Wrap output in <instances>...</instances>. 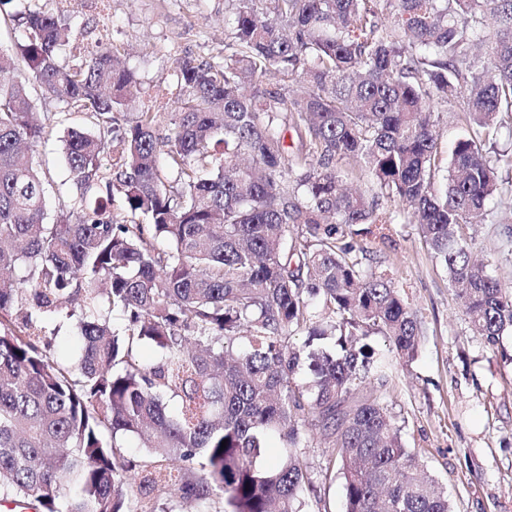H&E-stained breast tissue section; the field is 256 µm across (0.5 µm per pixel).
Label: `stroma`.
<instances>
[{
	"label": "stroma",
	"mask_w": 512,
	"mask_h": 512,
	"mask_svg": "<svg viewBox=\"0 0 512 512\" xmlns=\"http://www.w3.org/2000/svg\"><path fill=\"white\" fill-rule=\"evenodd\" d=\"M102 11L72 13L73 30L98 29L103 49H118L123 65L137 79V105H148L154 86L167 90L164 111L178 109L174 71L184 58L223 62L227 0H104ZM67 128V127H66ZM65 127L37 144L42 176L58 185L71 182L63 139ZM474 226L472 251L502 283L512 284V260L499 253L502 226ZM395 244L373 245L367 261L390 271L420 326L418 353L404 363L383 337L371 345L385 367L369 376L358 395L380 396L399 426L407 448L443 484L451 512H512V334L489 346L477 336L416 225L395 227ZM309 446L300 462L317 491L310 512H344V479L329 468L324 438L307 429Z\"/></svg>",
	"instance_id": "obj_1"
}]
</instances>
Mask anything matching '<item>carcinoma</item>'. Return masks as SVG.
<instances>
[{
  "mask_svg": "<svg viewBox=\"0 0 512 512\" xmlns=\"http://www.w3.org/2000/svg\"><path fill=\"white\" fill-rule=\"evenodd\" d=\"M228 11L224 62H178L163 138L161 113L128 118L136 78L94 32L40 10L11 16L24 41L0 46V504L157 512L152 493L175 485L179 512H305L315 486L297 449L310 413L342 464L345 512H449L380 397L354 396L379 369L369 336L408 361L419 346L414 313L390 272L363 263L362 241L391 240L380 222L415 224L477 335L495 346L512 331V288L472 260L469 233L496 223L490 204L512 208L499 178L512 152L486 149L512 121V0H228ZM19 57L68 108L48 120L82 112L98 128L68 129L76 194L52 224L26 148L45 125L6 78ZM448 104L469 132L447 158L437 106ZM112 133L121 152L104 164ZM344 163L377 192L348 190ZM116 193L122 222L108 209ZM382 197L412 212L381 220ZM54 316L76 321L74 362L52 348ZM297 336L335 347L297 349ZM147 342L160 361L134 355ZM304 361L312 389L293 381ZM270 433L286 448L276 462ZM126 436L138 457L117 451Z\"/></svg>",
  "mask_w": 512,
  "mask_h": 512,
  "instance_id": "1",
  "label": "carcinoma"
}]
</instances>
